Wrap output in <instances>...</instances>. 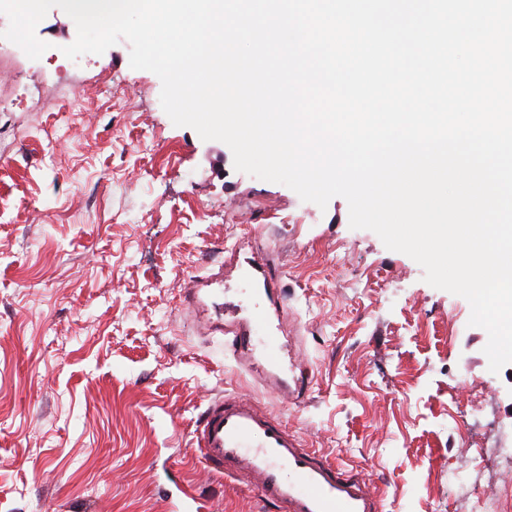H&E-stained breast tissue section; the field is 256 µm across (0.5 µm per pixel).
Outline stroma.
<instances>
[{"label":"stroma","mask_w":512,"mask_h":512,"mask_svg":"<svg viewBox=\"0 0 512 512\" xmlns=\"http://www.w3.org/2000/svg\"><path fill=\"white\" fill-rule=\"evenodd\" d=\"M40 59L0 61V512H259L210 473L191 431L211 399L255 397L307 447L380 493L383 512H512V364L488 368L462 297L326 208L235 170L230 148L174 125L130 46L58 66L74 21L52 8ZM84 92L85 108L67 100ZM270 252L308 365L306 404L266 391L216 328L263 292L217 273Z\"/></svg>","instance_id":"stroma-1"}]
</instances>
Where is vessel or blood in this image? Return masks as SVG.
Segmentation results:
<instances>
[{
  "instance_id": "obj_1",
  "label": "vessel or blood",
  "mask_w": 512,
  "mask_h": 512,
  "mask_svg": "<svg viewBox=\"0 0 512 512\" xmlns=\"http://www.w3.org/2000/svg\"><path fill=\"white\" fill-rule=\"evenodd\" d=\"M250 267L258 287L274 295L277 279L267 258L253 259ZM272 324V314L256 307L252 317L226 325L224 347L248 364L263 360L260 378L290 402L305 403L310 378L291 382L282 377L273 341L257 342L259 329ZM192 436L209 471L237 481L269 512H382L381 497L365 479L307 448L279 417L250 397L233 393L211 400Z\"/></svg>"
}]
</instances>
